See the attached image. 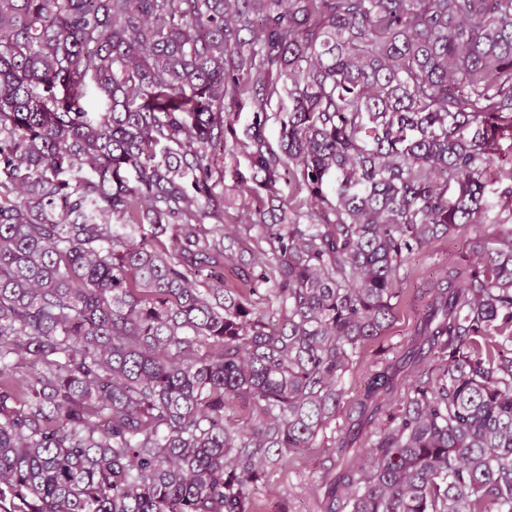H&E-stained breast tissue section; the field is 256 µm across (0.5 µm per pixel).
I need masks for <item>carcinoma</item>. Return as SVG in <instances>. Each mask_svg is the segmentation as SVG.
<instances>
[{"label":"carcinoma","instance_id":"obj_1","mask_svg":"<svg viewBox=\"0 0 512 512\" xmlns=\"http://www.w3.org/2000/svg\"><path fill=\"white\" fill-rule=\"evenodd\" d=\"M504 138L512 0H0V512H262L254 490L386 334L409 257L512 182ZM238 154L256 237L211 194ZM242 261L245 296L221 271ZM421 298L346 403L320 512H512V224ZM290 106L288 96L284 93L281 99H274L267 107L269 120L264 126V135L274 147L277 146L280 135V122L277 119V113L288 112Z\"/></svg>","mask_w":512,"mask_h":512}]
</instances>
